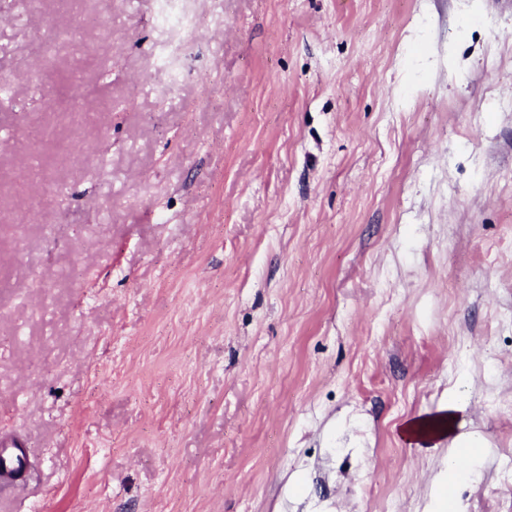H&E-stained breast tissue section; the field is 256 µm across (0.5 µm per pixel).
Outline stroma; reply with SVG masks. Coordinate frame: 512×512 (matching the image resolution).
<instances>
[{"instance_id":"1","label":"stroma","mask_w":512,"mask_h":512,"mask_svg":"<svg viewBox=\"0 0 512 512\" xmlns=\"http://www.w3.org/2000/svg\"><path fill=\"white\" fill-rule=\"evenodd\" d=\"M0 0V512H512V0ZM464 410V405L456 395L448 397V402L438 410V413L425 418H412L401 427L402 436L410 443H417L420 440L428 439L432 441H441L450 439L448 454L445 458V469L440 475L439 486L443 493L436 496V507L439 510L435 512H446L448 509V487H453L456 481L462 478H469L476 473V469H470L463 472L457 467V458L466 454L471 457L476 465H480L481 456L476 448H481L480 438L472 432L459 431L450 438L452 433L456 432L457 413Z\"/></svg>"}]
</instances>
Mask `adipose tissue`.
<instances>
[{
  "mask_svg": "<svg viewBox=\"0 0 512 512\" xmlns=\"http://www.w3.org/2000/svg\"><path fill=\"white\" fill-rule=\"evenodd\" d=\"M464 405L457 396H449L446 404L438 413L425 418H413L404 423L401 428L402 436L409 443L428 439L432 441L448 440V454L445 458V469L439 478L441 494L435 498L440 512H447L448 496L446 490L462 479L463 471L457 467V459L460 455L477 457L481 445L480 438L474 433L460 431L456 428L458 412L463 411Z\"/></svg>",
  "mask_w": 512,
  "mask_h": 512,
  "instance_id": "adipose-tissue-1",
  "label": "adipose tissue"
}]
</instances>
